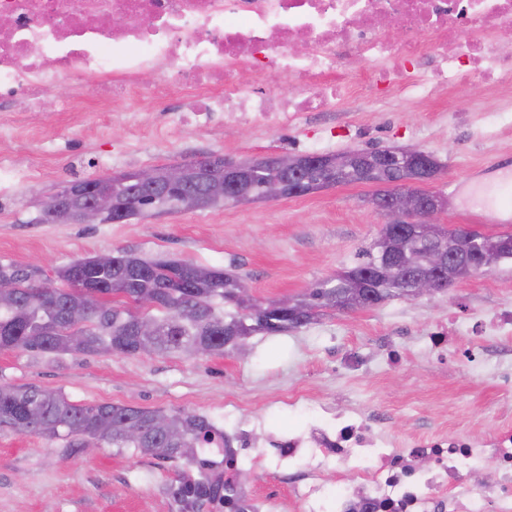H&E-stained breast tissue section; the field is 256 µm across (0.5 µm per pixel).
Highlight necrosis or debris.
I'll return each mask as SVG.
<instances>
[{
	"label": "necrosis or debris",
	"instance_id": "1",
	"mask_svg": "<svg viewBox=\"0 0 512 512\" xmlns=\"http://www.w3.org/2000/svg\"><path fill=\"white\" fill-rule=\"evenodd\" d=\"M118 15L124 24L110 26ZM1 17L0 112L39 105L66 77L80 104L192 94L208 123L278 128L346 95L342 45L393 93L512 84V55L493 48L512 35V0H0ZM383 20L402 44L382 35ZM270 70L295 97L265 87ZM146 72L157 81L142 83ZM313 408L301 429L261 437L232 427L241 468L274 462L298 512H512L511 424L480 438L434 423L399 434L356 407ZM489 459L498 479L471 481Z\"/></svg>",
	"mask_w": 512,
	"mask_h": 512
}]
</instances>
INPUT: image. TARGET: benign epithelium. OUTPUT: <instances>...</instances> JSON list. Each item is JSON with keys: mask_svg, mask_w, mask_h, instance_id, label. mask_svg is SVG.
<instances>
[{"mask_svg": "<svg viewBox=\"0 0 512 512\" xmlns=\"http://www.w3.org/2000/svg\"><path fill=\"white\" fill-rule=\"evenodd\" d=\"M263 164L288 171L286 178H271L263 185L262 200L273 201L286 196L303 197L313 192L303 176L307 168L322 170L320 186L335 188L348 183L373 185L380 190H389L393 196L382 198L375 194L370 202L385 218L380 225L379 237L373 243L374 256L379 269L409 267L411 275L406 279L410 295L418 298L439 292L438 277L445 270L465 269L472 276L490 275L499 266L503 251L481 239H473L462 246L454 235H436L435 215L444 209L445 198L423 189L433 183L439 170L434 166L429 152L416 146L407 147L386 157L377 155L368 158L358 150H349L336 156L305 154L300 157L269 156L262 158ZM257 160L224 161V199L244 203L248 196L244 183L248 181L250 168ZM396 170L402 177L389 181L386 175ZM186 171L180 164L170 165L163 170L156 168L139 170L136 181L145 187L160 182L166 191L175 192L185 183ZM104 206L94 201L83 211L82 223L100 224L103 221ZM398 224L403 243L414 245L412 251H402L396 258L389 248L386 230Z\"/></svg>", "mask_w": 512, "mask_h": 512, "instance_id": "benign-epithelium-1", "label": "benign epithelium"}]
</instances>
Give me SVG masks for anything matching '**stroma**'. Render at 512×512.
<instances>
[{
  "instance_id": "obj_1",
  "label": "stroma",
  "mask_w": 512,
  "mask_h": 512,
  "mask_svg": "<svg viewBox=\"0 0 512 512\" xmlns=\"http://www.w3.org/2000/svg\"><path fill=\"white\" fill-rule=\"evenodd\" d=\"M342 56L354 73L349 95L279 129L228 130L177 122V98L127 99L72 107L71 83L57 79L39 112L16 113L0 128V262H38L46 274L75 259L120 249L141 256L192 261L241 276L260 300L302 293L312 283L354 266L384 219L371 205L374 186L350 184L298 198L228 204L203 211L138 217L114 224L43 222V205L60 186L204 156L338 154L354 149L417 145L441 166L433 191L448 205L450 228L504 232L497 208L477 204L489 178L512 175V91L474 82L466 97L441 88L371 92V75L353 50ZM512 309V265L448 291L393 298L370 309L326 311L280 336L255 335L243 353L186 357L36 355L0 351V384L53 388L77 403L190 409L216 425L240 418L265 428L301 427L312 419L307 400L383 411L394 431L417 428L411 403L446 422L449 434H485L512 421V392L494 375H471L438 363L429 336L457 317L467 341H478L475 313ZM400 350L402 368L388 362ZM364 359L358 376L340 368L341 354ZM301 394L296 406L281 399ZM174 463L130 448L89 447L0 430V512H173L167 486Z\"/></svg>"
}]
</instances>
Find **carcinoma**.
<instances>
[{
	"instance_id": "cac0c4a2",
	"label": "carcinoma",
	"mask_w": 512,
	"mask_h": 512,
	"mask_svg": "<svg viewBox=\"0 0 512 512\" xmlns=\"http://www.w3.org/2000/svg\"><path fill=\"white\" fill-rule=\"evenodd\" d=\"M184 193L161 198L138 186L133 174L93 179L98 192L109 199L105 221L144 217L183 210L180 202L195 199L191 209L212 207L210 187L224 183V161L205 166L185 164ZM92 199L84 190H71L66 210L77 218ZM372 250L362 261L312 284L283 308L270 300L263 309L246 311L237 299L243 287L239 276L222 268L201 267L189 261L146 259L118 250L115 262L105 265L69 264L55 277L25 263H0V350L58 356L66 353L134 357L141 354L194 356L203 350L223 354L244 348L255 333L277 335L297 330L325 309L344 308L353 291L369 306L402 297L401 288L374 268ZM155 296L159 306L150 316L152 336L137 333V299ZM85 311L79 340L70 339L68 312ZM135 430L131 436L125 427ZM0 429L34 433L47 439H72L106 444L170 461L180 468L167 493L175 512H252L247 503V476L234 469L237 450L232 438L207 416L193 411L146 409L69 400L62 393L37 386H0ZM218 448L219 462L203 457L202 449Z\"/></svg>"
}]
</instances>
